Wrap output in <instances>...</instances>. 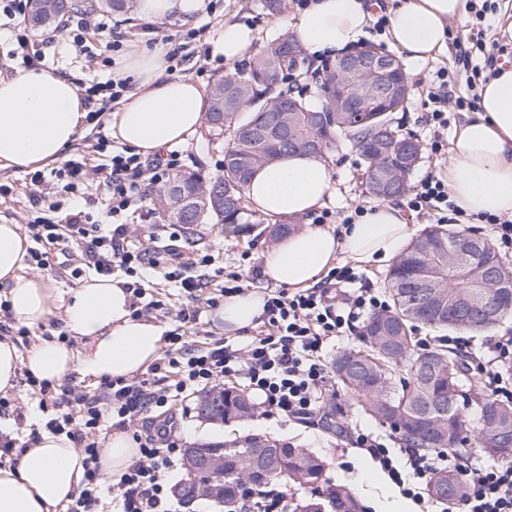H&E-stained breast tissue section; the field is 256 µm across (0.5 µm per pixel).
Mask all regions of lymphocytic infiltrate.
<instances>
[{"label": "lymphocytic infiltrate", "instance_id": "1", "mask_svg": "<svg viewBox=\"0 0 512 512\" xmlns=\"http://www.w3.org/2000/svg\"><path fill=\"white\" fill-rule=\"evenodd\" d=\"M110 163L106 186L112 227L88 223L78 212L70 215L63 228L28 225L27 231L37 244L31 253L35 266H46L47 246L65 238L73 240L84 247L98 274L124 273L126 290L142 302L132 311L139 318L164 306L163 301L145 299L151 288L145 270H159L163 279L181 288L188 299L177 313L184 329L169 336L162 357L141 377L111 380L92 392L82 385L58 388L31 375L24 383L38 395L39 406L47 413L45 429L66 434L82 446L84 475L67 512H173L164 477L183 456L182 440L173 421L134 433L139 453L113 487L107 486L99 469L104 422L126 426L153 409L224 379L243 382L249 394L259 398L264 411L288 419H308L326 404L332 390L326 364L328 346L369 315L386 308L387 302L363 286L362 275L353 267L343 265L331 268L311 288L291 291L268 287L259 331L245 346L225 339L196 343L193 335L203 325V313L217 307L223 295L241 290L243 276L228 274L220 292H207L206 282L195 270L210 266L212 258L207 254L184 257L178 247L181 235L173 224H156L151 231L152 240L164 243L165 261H158L148 250L129 246L122 218L141 200L144 174L162 181L178 168L179 159L172 155L157 163L123 150L114 152ZM407 207L414 212L431 210L443 224L464 220L462 211L449 207L447 183L434 176L414 186ZM447 345L476 369L482 391L512 395L502 375L503 366L512 359V340L480 351L454 337L448 338ZM346 439L414 503L423 501L432 475L445 470L458 476L463 485L458 512H512L511 461L486 464L470 453L448 448H394L381 436L361 428L348 430Z\"/></svg>", "mask_w": 512, "mask_h": 512}]
</instances>
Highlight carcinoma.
Returning a JSON list of instances; mask_svg holds the SVG:
<instances>
[{
	"label": "carcinoma",
	"mask_w": 512,
	"mask_h": 512,
	"mask_svg": "<svg viewBox=\"0 0 512 512\" xmlns=\"http://www.w3.org/2000/svg\"><path fill=\"white\" fill-rule=\"evenodd\" d=\"M134 0H29L24 23L36 31L61 26L74 14L122 13ZM301 45L290 37L274 39L264 45L248 67L233 76L219 79L207 94V130L220 139L229 134L224 152V175L205 178L196 170L178 172L159 190L158 213L168 224H186L188 219L169 205L167 193L175 186L193 198L199 187L210 190L224 187V206L210 207L201 223L248 224L252 213L247 208L245 187L252 170L278 161L297 146L314 147L326 160L346 148L356 150L364 164L368 193L389 200L402 196L407 188H390L385 163L414 170V156L406 143L415 140L393 125L390 113L401 112L407 101H378L369 112H327L329 100L336 97V85L327 77V65L310 71L320 86L321 103L315 104L300 94L274 92L278 76L296 65ZM294 100L289 119L295 144L281 139L273 111ZM250 109V116L239 114ZM440 228L427 230L408 245L384 278L389 306L372 314L361 326L364 348L339 355L333 373L350 399L397 432L413 448L458 449L467 444L502 460L512 458V445L498 438V430H512V399L475 392L467 384L465 359L448 350L445 344L428 349L417 347L419 328L456 330L481 334L512 315V304L487 314L481 310L478 285L483 282L480 266L467 268L448 255V241L439 239ZM474 405L478 420L473 423L464 409ZM198 416L220 422L250 417L253 406L242 391L216 389L199 398ZM258 435L247 434L230 443L206 442L202 451L224 457V467L201 476L214 504L224 512L237 507L239 490L245 486L239 477L242 455L256 444ZM280 449L276 474L269 480L258 479L257 486L274 482L309 486L310 498L295 504L292 512H315L325 505L327 512H363L356 494L343 484L320 489L326 461L314 453H303L288 443L273 441ZM459 483L446 471L435 473L429 492L450 504L448 484Z\"/></svg>",
	"instance_id": "carcinoma-1"
}]
</instances>
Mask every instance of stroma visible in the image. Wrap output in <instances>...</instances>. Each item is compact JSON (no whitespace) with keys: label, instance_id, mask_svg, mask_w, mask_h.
I'll return each mask as SVG.
<instances>
[{"label":"stroma","instance_id":"obj_1","mask_svg":"<svg viewBox=\"0 0 512 512\" xmlns=\"http://www.w3.org/2000/svg\"><path fill=\"white\" fill-rule=\"evenodd\" d=\"M483 0H466L465 17L448 24L446 48L434 57L421 62L409 61L405 71L413 85L412 94L404 111L395 113L394 121L402 131L412 133L421 141L424 151L422 159L409 177L410 183H417L427 175H441L443 156L431 154L428 146L436 134L433 126L425 121L428 107L430 79L440 69L448 72L450 100L447 104L448 128L444 140H451L462 123L474 113L473 107H458L455 100L466 94V77L470 70L459 56L456 37L475 19ZM297 10L296 4H289L280 15H272L263 10L260 0H207V8L190 26L179 23L150 24L136 14H112V23L103 30H91L90 40L94 52L74 56L70 39L65 30L50 33V44L45 50L46 60L51 69L74 82H81L95 75L101 80H120L118 67L105 66L98 50L113 40H121L126 51L145 47L154 48L164 40L182 44V62L176 73L198 83L202 89H209L217 79L236 73L237 68L225 64L219 58L210 57V43L224 30L225 24H244L251 28L254 39L252 51L270 40L284 36L286 22L292 21ZM193 31V38H186V31ZM108 113H101L98 120L88 124L80 137L66 150L63 161L50 164L43 169L50 191L42 198H33L34 187L31 171L0 170V184L9 186L8 194H0V223L2 224H65L67 214L74 209L88 213L91 223L106 224L110 218L106 212L105 198L107 187L105 176L99 171L104 160L112 153L115 142L110 134ZM225 140L210 138L205 129H198L188 141L179 145L181 168H197L208 177L222 172ZM77 159L85 163L87 180L84 196L73 200L63 189L64 178L58 172L64 160ZM334 185L324 211L327 225L342 223L355 206L370 205L372 197L365 190V176L362 160L357 151L346 150L337 155L332 163ZM274 223L262 213H254L251 223L238 225L233 234H226L223 225L198 224L184 229L181 244L185 252H198L212 257V264L206 267L210 287L222 284L215 277L217 268L231 272L238 270L241 253H249L254 274L246 276L245 287L263 289L268 285L258 270L264 265V256L278 240L273 233ZM84 254L73 248L68 252H55L48 267L40 274L54 294L51 311L42 328L31 331L30 343H37L44 333L66 337L75 354L84 350L83 338L68 332L64 325L65 308L73 291L79 288L86 277L93 275ZM337 393V424L327 427L320 416L296 421L276 415L267 416L253 412L243 421L229 423L211 422L197 415V396H189L177 401L174 410L179 419V432L184 446L202 442H224L245 434H260L273 439L293 443L307 449L327 462L324 474L325 484H344L350 487L361 499L365 512H419L418 506L401 497L397 488L370 461L357 455L349 447L339 430L343 427L362 426L371 431L386 435L388 426L363 411L343 391L341 384H334Z\"/></svg>","mask_w":512,"mask_h":512}]
</instances>
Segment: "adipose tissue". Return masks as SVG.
Segmentation results:
<instances>
[{
    "mask_svg": "<svg viewBox=\"0 0 512 512\" xmlns=\"http://www.w3.org/2000/svg\"><path fill=\"white\" fill-rule=\"evenodd\" d=\"M205 0H137L149 21L193 22ZM369 0H311L289 28L310 56H336L355 45L372 15ZM463 0H400L389 12L391 36L414 62L434 56L448 40L449 21L462 15ZM166 50L156 46L120 65L134 84L112 111L109 127L121 145L148 155L185 142L204 121L201 88L186 77L164 78ZM87 109L74 83L47 69H29L0 79V169H38L57 161L82 130ZM445 178L449 199L468 217H512V68L500 69L481 92L475 118L451 141ZM334 172L321 158L293 152L256 168L246 186L251 205L267 217L304 219L265 254L264 273L276 284L305 289L319 282L334 262L379 263L399 255L413 228L400 206L378 201L354 223L331 230L308 223L333 189ZM29 241L15 224H0V294L18 323L35 329L49 312L52 292L42 277L26 273ZM131 294L120 282L92 277L77 288L65 324L86 338L82 360L66 344L44 339L19 355L0 340V391L15 384L20 370L41 380H60L82 364L96 381L130 378L155 361L163 346L161 326L131 315ZM263 293L225 296L213 319L224 333L252 327ZM138 453L131 436L113 433L99 466L117 480ZM83 456L63 434L42 432L18 461L0 464V512H58L83 477Z\"/></svg>",
    "mask_w": 512,
    "mask_h": 512,
    "instance_id": "adipose-tissue-1",
    "label": "adipose tissue"
}]
</instances>
